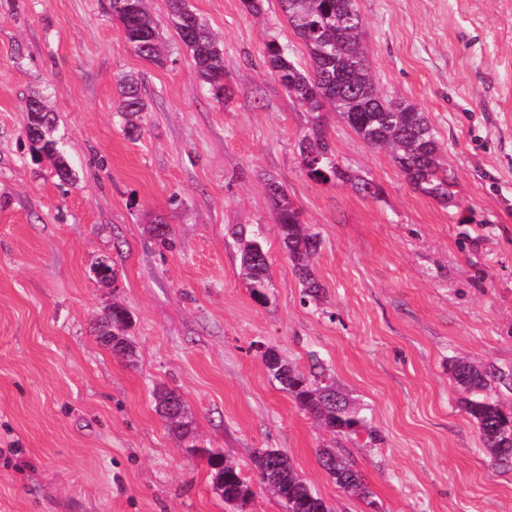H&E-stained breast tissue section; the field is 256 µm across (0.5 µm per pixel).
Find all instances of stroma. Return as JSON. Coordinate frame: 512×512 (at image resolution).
<instances>
[{"instance_id":"stroma-1","label":"stroma","mask_w":512,"mask_h":512,"mask_svg":"<svg viewBox=\"0 0 512 512\" xmlns=\"http://www.w3.org/2000/svg\"><path fill=\"white\" fill-rule=\"evenodd\" d=\"M224 52V101L199 79L167 0H148L165 61L128 46L107 0H0V512H283L254 454L287 453L331 512H512V469L484 447L450 371L491 373L512 413V0H356L380 93L425 112L452 183L445 204L415 189L386 150L322 115L339 165L371 182L322 185L301 163L313 116L263 62L266 41L306 61L279 0H191ZM135 75L148 104L129 135L114 109ZM40 93L75 174L33 163L25 101ZM317 233L324 290L301 300L267 181ZM172 246L151 240L154 219ZM231 224H259L267 301L240 276ZM109 256L116 287L91 280ZM121 303L132 360L93 329ZM309 371L321 359L367 420L333 435L302 413L260 354ZM183 397L199 446L223 451L250 494L215 492L158 415L156 387ZM354 460L373 501L345 492L320 449Z\"/></svg>"}]
</instances>
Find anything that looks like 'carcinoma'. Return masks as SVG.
<instances>
[{"label":"carcinoma","instance_id":"1","mask_svg":"<svg viewBox=\"0 0 512 512\" xmlns=\"http://www.w3.org/2000/svg\"><path fill=\"white\" fill-rule=\"evenodd\" d=\"M172 23L179 39L192 54L197 72L211 95L223 101L228 87L224 84V55L219 44L190 5L189 0H167ZM281 10L295 35L308 50L309 62L301 66L290 57L288 48L276 40L265 43L264 57L272 74L288 95L310 112L317 113L311 127L298 142L302 161L312 159V180L327 185L346 183L352 176L336 162L334 150L318 113L329 108L369 146L390 152L393 161L416 189L446 202L450 198L448 170L441 160L442 147L425 113L402 99L393 101L379 95L365 52V22L355 0H279ZM108 11L123 29L126 42L137 55L159 65L163 63L157 23L146 7V0H108ZM119 112L129 120L146 111L139 83L124 77L119 81ZM27 126L37 129L30 141L32 157L54 159L55 175L61 182L72 172L55 137V116L46 111L38 97L25 102ZM275 212L279 241L292 262L302 286L304 300H316L323 285L315 276L313 260L318 252V235L301 219L300 210L288 191L275 181L265 186ZM227 234L237 241L240 274L256 300L268 299L271 288L269 254L264 234L252 224H231ZM131 325L129 311L118 303L103 320L99 335L112 329V352L133 357L134 350L126 336ZM268 373L294 399L298 408L326 429L337 434H358L367 424L360 410L338 389L331 377L320 371L305 374L294 369L278 353L262 355ZM456 382L470 394L465 410L475 422L479 435L495 461L512 465V416L484 395L491 384L490 375L472 365L457 361L453 365ZM170 389L156 393L157 410L181 436L189 434L185 405H169ZM191 454L203 453L207 459L215 490L228 504L248 495L241 471L224 461L220 450L188 448ZM255 463L261 481L274 494L284 512H329L324 500L312 491L294 471L285 452L265 448L257 451ZM321 467L345 491L363 498L371 495L360 471L349 458L326 448L319 454Z\"/></svg>","mask_w":512,"mask_h":512}]
</instances>
